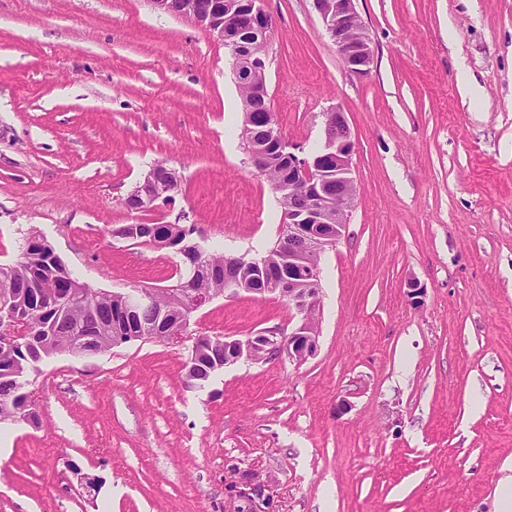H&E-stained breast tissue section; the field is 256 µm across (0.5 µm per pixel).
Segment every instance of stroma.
<instances>
[{
	"label": "stroma",
	"instance_id": "35a3bbf8",
	"mask_svg": "<svg viewBox=\"0 0 512 512\" xmlns=\"http://www.w3.org/2000/svg\"><path fill=\"white\" fill-rule=\"evenodd\" d=\"M355 7L363 77L312 0L264 2L281 135L317 147L337 106L355 141L315 356L188 385L196 337L295 325L287 301L244 293L194 313L182 342L52 357L30 377L39 426L0 423V512H243L246 471L272 487L266 512H495L512 460V0ZM242 119L228 50L190 20L149 0H0V264L38 235L94 289L172 284L181 256L113 238L122 224L263 254L281 208ZM159 162L178 195L128 211Z\"/></svg>",
	"mask_w": 512,
	"mask_h": 512
}]
</instances>
